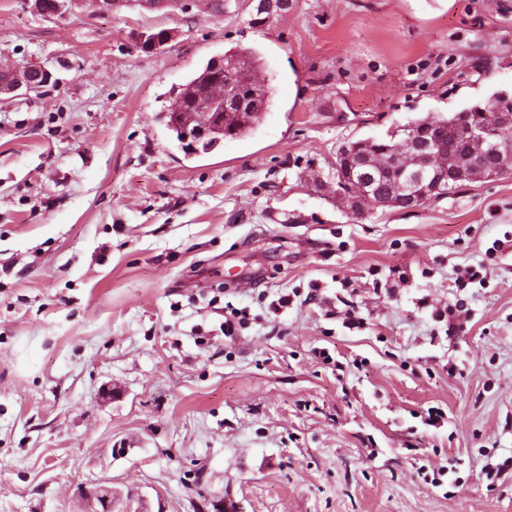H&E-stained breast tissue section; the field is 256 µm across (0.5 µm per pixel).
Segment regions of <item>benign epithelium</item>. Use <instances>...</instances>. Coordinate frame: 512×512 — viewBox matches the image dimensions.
I'll list each match as a JSON object with an SVG mask.
<instances>
[{"instance_id":"1","label":"benign epithelium","mask_w":512,"mask_h":512,"mask_svg":"<svg viewBox=\"0 0 512 512\" xmlns=\"http://www.w3.org/2000/svg\"><path fill=\"white\" fill-rule=\"evenodd\" d=\"M174 32L144 33L139 45L153 52L172 41ZM215 88L210 97L197 105V111L185 112L175 106L176 116L194 128L200 139L229 120L248 124L264 109L257 102L258 83L242 65L234 61L215 59ZM52 74L45 67L30 65L23 68H0V93L20 89L40 91L51 82ZM512 92L501 90L485 104L484 111L493 113V124H477L460 134L448 128V135H462L464 146L447 151L439 145L428 125L419 122L408 128L403 146L389 158L385 152L371 149L366 142H348L338 153L336 162V200L348 213L361 217L370 211L396 208L415 211L426 203L443 198L457 184L495 179L512 170V152L508 151L501 134L512 130ZM396 165L398 179L389 186L381 183V174L388 164ZM81 496L104 505L112 512V488L106 486L85 490Z\"/></svg>"}]
</instances>
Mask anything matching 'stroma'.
Wrapping results in <instances>:
<instances>
[{"label":"stroma","mask_w":512,"mask_h":512,"mask_svg":"<svg viewBox=\"0 0 512 512\" xmlns=\"http://www.w3.org/2000/svg\"><path fill=\"white\" fill-rule=\"evenodd\" d=\"M208 2L0 0V66L55 78L0 94V512H512V174L361 218L325 188L512 87V0ZM242 48L271 107L185 154L169 90Z\"/></svg>","instance_id":"35a3bbf8"}]
</instances>
